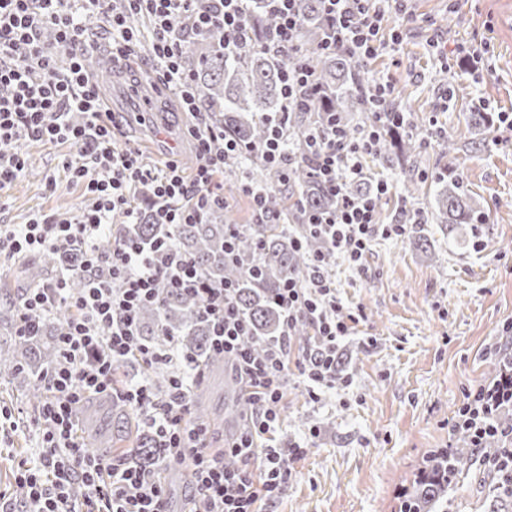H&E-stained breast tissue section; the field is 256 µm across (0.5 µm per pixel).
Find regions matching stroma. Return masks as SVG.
<instances>
[{
	"label": "stroma",
	"instance_id": "obj_1",
	"mask_svg": "<svg viewBox=\"0 0 512 512\" xmlns=\"http://www.w3.org/2000/svg\"><path fill=\"white\" fill-rule=\"evenodd\" d=\"M436 41L447 62L431 55ZM118 68L123 78L101 86L118 143L134 144L153 164L174 154L193 169L188 115L162 98L140 101L145 73L136 61ZM368 79L389 81L415 118L416 150L405 168L372 156L364 163L371 179L390 185L383 221L394 223L404 205L403 172L412 170L418 191L404 206L425 216L429 246L379 236L361 268L337 260L336 294L361 315L339 346L349 363L318 403L301 380L289 379L273 444L309 448L287 489L262 512H399L425 458L453 443L448 424L466 392L490 382L500 338L512 324V131L499 122L512 115V0H409L400 44L370 62ZM447 90L453 99L446 104ZM478 110L489 112V126L474 125ZM448 140L454 149L447 154ZM71 151L67 144L22 145L24 172L0 189V225L26 223L38 210L65 216L87 203L83 183L62 169ZM443 167L480 203L481 218L464 237L433 215ZM26 387L22 377L0 382V408L17 423L0 430V492L16 499L19 512L30 508L15 483L18 464L39 451L38 411Z\"/></svg>",
	"mask_w": 512,
	"mask_h": 512
}]
</instances>
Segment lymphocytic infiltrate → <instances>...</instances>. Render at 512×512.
<instances>
[{"label":"lymphocytic infiltrate","instance_id":"obj_1","mask_svg":"<svg viewBox=\"0 0 512 512\" xmlns=\"http://www.w3.org/2000/svg\"><path fill=\"white\" fill-rule=\"evenodd\" d=\"M248 0H0V186L25 169L20 146L27 141H67L74 147L62 167L83 181L90 199L66 217L34 212L27 223L0 226V250L9 254L62 250L80 261L60 269L41 288L25 289L16 309L18 335L33 336L56 306L70 312L58 324L56 365L41 377L48 396L36 423L40 451L20 461L16 484L25 498L36 500L39 512H170L160 471L171 463L190 467V512H260L261 502L282 494L292 475L293 461L305 449L281 453L271 439L281 422V401L290 373L307 384L312 402L336 386V349L356 317L336 296L332 267L337 258L359 264L378 235L401 236L405 225L376 221L372 198L345 194L346 183L364 177L366 156L379 154L381 132L402 127L406 114L395 102L394 88L375 82L368 121L348 130L335 113L314 117L301 131L315 176L338 200L335 211L313 213L311 230L324 233L329 249L313 256L306 281L286 279L275 302L282 309L281 339L253 350L241 340L247 318L233 304L231 284L207 283L193 262L174 243L145 247L130 240L112 251L100 245L112 227L114 213L128 223L199 224L206 213L225 207L219 178L242 151L223 130L207 122L190 126L199 164L185 175L177 159L158 167L141 152L120 147L112 136V114L100 97L97 82L84 66L95 40L83 16H99L110 36L112 57L130 60L146 55L165 87L178 90L184 106L196 112L192 77L182 65L187 35L219 37L230 54L250 50L255 42L281 64V82L288 109L307 111L318 85L307 57L298 48L301 19L297 0H269L274 28L257 36L249 20ZM326 29L317 49L341 51L352 58L372 59L388 43L381 21L401 13L402 0H321ZM147 17L149 41H142L131 21ZM67 45L66 57L56 48ZM25 66H16V59ZM81 124H73V113ZM146 197L149 209L136 200ZM86 278L77 297L67 294L71 275ZM200 296L202 314L211 326L212 345L223 353L227 367L251 410L245 422L224 440L223 450L209 446L208 429L192 420L191 393L200 380L192 360L170 344L158 347L138 328L143 305L155 301L161 280ZM308 323L313 342L297 353L291 336L297 324ZM147 367L167 365L177 371L169 392L158 393L144 377L123 389L112 383L114 369L129 359ZM94 396L117 398L143 412L162 439L165 453L153 470L89 454L78 437V410ZM512 404V360L491 388L467 392L453 432H467L475 450L487 437L502 436L505 444L485 456L486 466L512 475V428L496 421L501 406ZM238 459L227 468L226 456ZM83 489L81 501L70 495Z\"/></svg>","mask_w":512,"mask_h":512}]
</instances>
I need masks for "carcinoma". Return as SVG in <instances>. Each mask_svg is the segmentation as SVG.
Listing matches in <instances>:
<instances>
[{
  "instance_id": "cac0c4a2",
  "label": "carcinoma",
  "mask_w": 512,
  "mask_h": 512,
  "mask_svg": "<svg viewBox=\"0 0 512 512\" xmlns=\"http://www.w3.org/2000/svg\"><path fill=\"white\" fill-rule=\"evenodd\" d=\"M302 28L300 47L310 53L319 87L311 104L313 112H338L348 127L357 126L354 113L369 111L364 101V89L369 86L365 77L366 64L341 52L313 54L312 47L323 35V17L318 0H299ZM251 15L257 31L263 33L275 25L268 0H251ZM218 37L190 38L185 43L187 70L194 77L198 107L206 120L244 147L260 144L267 126L262 117L285 111L281 93L279 63L256 48L244 55L224 53L217 46ZM286 149L297 156L294 171L287 184L278 183L277 175L252 152L241 163L228 165V175L247 178L263 190L267 212L276 216L283 211L284 192L290 191L300 211L292 220L300 219L301 211H331L336 199L330 195L309 168L301 145L296 140L286 143ZM415 151L412 137L401 131H389L383 138L379 161L391 165ZM435 197L437 220L453 229L462 228L477 220L480 205L461 190L460 177L451 173L438 179ZM233 223L230 215L214 212L204 224H116L112 237L102 242L105 251L130 237L149 246L159 240L173 239L175 245L195 263L204 279L213 285L231 282L237 288L235 303L249 318L253 338L260 343L279 335L282 312L273 302L277 288L288 277L304 280L309 274V257L322 250L319 238L294 224H247L243 227L235 256H224V228ZM77 263L75 258L56 252H46L41 261L23 265V280L27 286L41 283L50 267ZM160 301L143 308L140 326L154 343L163 345L174 338L182 351L202 371H224V356L215 353L211 345V329L200 317L199 298L185 295L163 281L159 285ZM58 328L44 325L38 335L20 337L14 327L0 332V381L11 382L31 369L42 373L55 365L59 355L55 344ZM196 417L217 425L221 417L214 414L205 392L194 399ZM112 444L133 448L127 465L151 469L162 452L160 437L155 430L132 420L126 404L112 402ZM473 454L461 448L433 451L425 461L424 476L414 484L404 506L414 512H447L448 493L458 479L473 471ZM481 482L488 488L485 499L487 512H512V487L503 482L502 475L483 469Z\"/></svg>"
}]
</instances>
